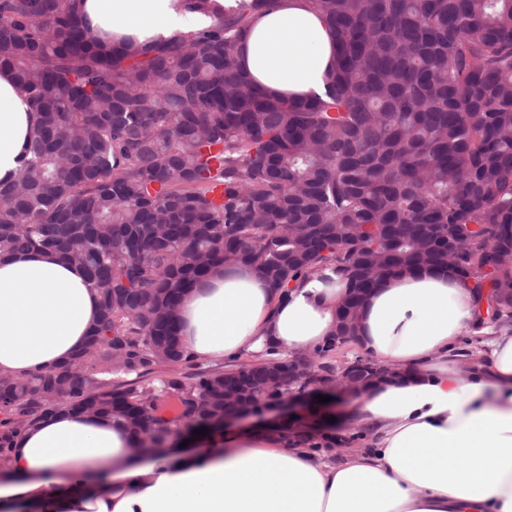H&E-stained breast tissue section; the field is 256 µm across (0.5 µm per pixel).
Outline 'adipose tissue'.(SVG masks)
Segmentation results:
<instances>
[{"label":"adipose tissue","mask_w":512,"mask_h":512,"mask_svg":"<svg viewBox=\"0 0 512 512\" xmlns=\"http://www.w3.org/2000/svg\"><path fill=\"white\" fill-rule=\"evenodd\" d=\"M102 36L168 38L212 25L181 0H85ZM335 61L328 26L305 0H279L241 45L240 64L268 93L322 92ZM33 116L0 71V182L22 168ZM342 277L281 291L239 265L199 282L177 311L196 361L293 356L336 332ZM471 282L444 272L382 280L359 315L357 342L391 376L342 410L320 407L366 435L340 463L286 448L266 429H220L141 458L124 425L62 409L18 436L0 472V512H512V331L485 326L480 358L462 364L461 336L484 310ZM99 319L83 270L48 251L0 257V374L62 367Z\"/></svg>","instance_id":"obj_1"}]
</instances>
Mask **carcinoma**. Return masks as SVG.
I'll use <instances>...</instances> for the list:
<instances>
[{
    "mask_svg": "<svg viewBox=\"0 0 512 512\" xmlns=\"http://www.w3.org/2000/svg\"><path fill=\"white\" fill-rule=\"evenodd\" d=\"M184 2L213 26L116 43L84 0H0V70L36 121L0 183V256L60 254L100 310L74 373L0 374V467L63 407L160 446L174 423L224 424L236 375L150 379L192 361L176 310L218 268L246 264L277 289L332 268L357 312L390 274L448 272L512 330V0H306L336 63L324 95L299 98L238 63L278 0ZM264 366H241L255 404L299 386L288 365L265 391Z\"/></svg>",
    "mask_w": 512,
    "mask_h": 512,
    "instance_id": "obj_1",
    "label": "carcinoma"
}]
</instances>
